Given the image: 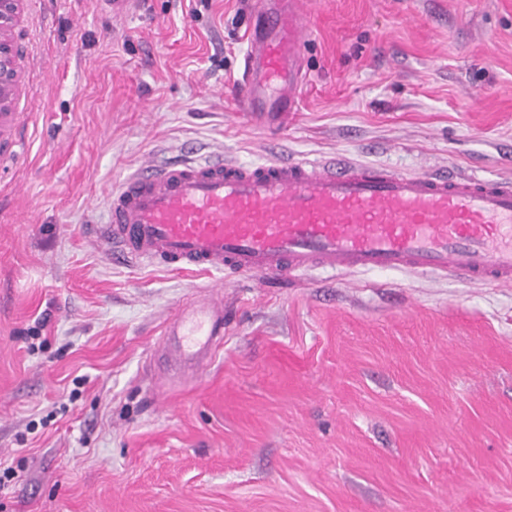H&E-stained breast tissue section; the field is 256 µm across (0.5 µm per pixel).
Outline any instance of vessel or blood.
<instances>
[{"label":"vessel or blood","instance_id":"1","mask_svg":"<svg viewBox=\"0 0 512 512\" xmlns=\"http://www.w3.org/2000/svg\"><path fill=\"white\" fill-rule=\"evenodd\" d=\"M253 18L239 109L279 125L309 80L311 20L293 0H254ZM101 240L118 259L181 271L296 282L384 269L511 287L512 182L346 160L180 161L113 188ZM164 336L165 363L210 362L224 339L222 292L182 306Z\"/></svg>","mask_w":512,"mask_h":512}]
</instances>
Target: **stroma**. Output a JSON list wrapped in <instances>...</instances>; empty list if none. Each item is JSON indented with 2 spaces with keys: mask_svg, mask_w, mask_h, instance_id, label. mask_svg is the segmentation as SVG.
Returning a JSON list of instances; mask_svg holds the SVG:
<instances>
[{
  "mask_svg": "<svg viewBox=\"0 0 512 512\" xmlns=\"http://www.w3.org/2000/svg\"><path fill=\"white\" fill-rule=\"evenodd\" d=\"M287 127L241 118L249 0H21L0 149L4 512H512V287L244 277L119 262L145 159L346 158L512 181V0H309ZM224 293L192 382L157 361ZM164 336L165 363L194 372L210 362L224 339L222 291L182 306L167 323Z\"/></svg>",
  "mask_w": 512,
  "mask_h": 512,
  "instance_id": "1",
  "label": "stroma"
}]
</instances>
